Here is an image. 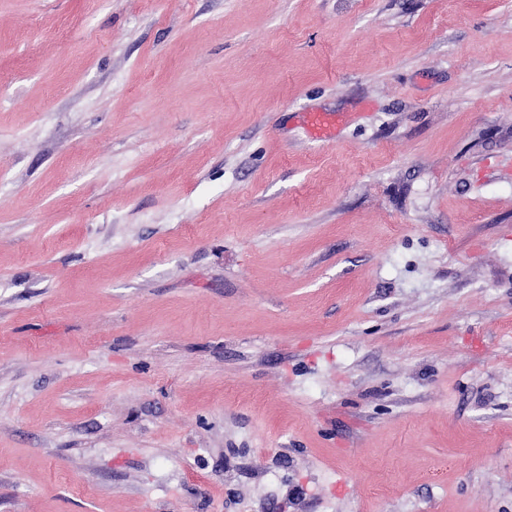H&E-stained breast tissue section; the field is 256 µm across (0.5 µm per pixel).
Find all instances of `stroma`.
<instances>
[{"mask_svg":"<svg viewBox=\"0 0 512 512\" xmlns=\"http://www.w3.org/2000/svg\"><path fill=\"white\" fill-rule=\"evenodd\" d=\"M0 512H512V0H0Z\"/></svg>","mask_w":512,"mask_h":512,"instance_id":"stroma-1","label":"stroma"}]
</instances>
